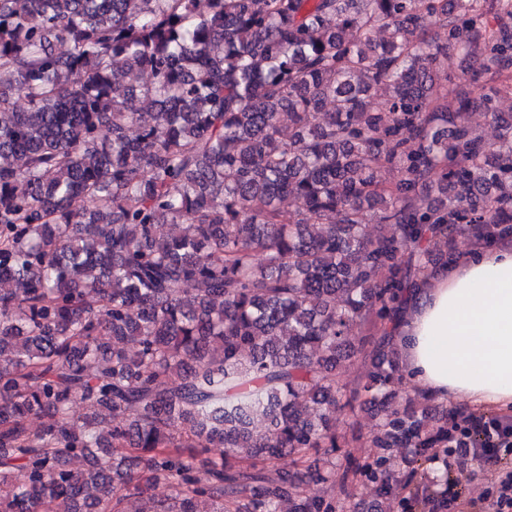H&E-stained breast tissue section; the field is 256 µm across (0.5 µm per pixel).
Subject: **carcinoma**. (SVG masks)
Listing matches in <instances>:
<instances>
[{
  "mask_svg": "<svg viewBox=\"0 0 512 512\" xmlns=\"http://www.w3.org/2000/svg\"><path fill=\"white\" fill-rule=\"evenodd\" d=\"M207 4L0 0V512H336L303 486L357 352L374 512L442 441L392 405L391 324L458 239H512V0ZM450 50L487 94L435 92ZM365 372L364 358L357 355L346 361L338 370L339 385L347 392L355 389L363 379Z\"/></svg>",
  "mask_w": 512,
  "mask_h": 512,
  "instance_id": "carcinoma-1",
  "label": "carcinoma"
}]
</instances>
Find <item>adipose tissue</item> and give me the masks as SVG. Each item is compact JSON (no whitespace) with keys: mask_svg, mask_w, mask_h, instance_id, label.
<instances>
[{"mask_svg":"<svg viewBox=\"0 0 512 512\" xmlns=\"http://www.w3.org/2000/svg\"><path fill=\"white\" fill-rule=\"evenodd\" d=\"M394 344L428 395L512 405V246L479 250L427 280L397 321Z\"/></svg>","mask_w":512,"mask_h":512,"instance_id":"adipose-tissue-1","label":"adipose tissue"}]
</instances>
